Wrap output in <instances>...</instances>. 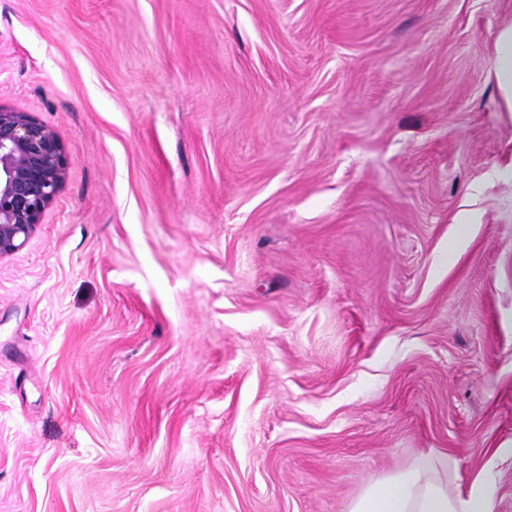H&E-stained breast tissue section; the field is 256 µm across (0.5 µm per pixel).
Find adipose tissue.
<instances>
[{"label":"adipose tissue","instance_id":"obj_1","mask_svg":"<svg viewBox=\"0 0 512 512\" xmlns=\"http://www.w3.org/2000/svg\"><path fill=\"white\" fill-rule=\"evenodd\" d=\"M448 457H423L410 467L369 485L349 512H496V502L481 486L467 495L448 491Z\"/></svg>","mask_w":512,"mask_h":512}]
</instances>
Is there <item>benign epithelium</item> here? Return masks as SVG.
I'll use <instances>...</instances> for the list:
<instances>
[{"label": "benign epithelium", "mask_w": 512, "mask_h": 512, "mask_svg": "<svg viewBox=\"0 0 512 512\" xmlns=\"http://www.w3.org/2000/svg\"><path fill=\"white\" fill-rule=\"evenodd\" d=\"M58 132L30 112L0 106V258L21 251L68 176Z\"/></svg>", "instance_id": "obj_1"}]
</instances>
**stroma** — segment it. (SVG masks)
I'll list each match as a JSON object with an SVG mask.
<instances>
[{
    "instance_id": "obj_1",
    "label": "stroma",
    "mask_w": 512,
    "mask_h": 512,
    "mask_svg": "<svg viewBox=\"0 0 512 512\" xmlns=\"http://www.w3.org/2000/svg\"><path fill=\"white\" fill-rule=\"evenodd\" d=\"M512 0H0L66 185L0 259V512H512ZM495 49L496 81L506 110L512 112V25L499 32ZM448 456L428 455L369 485L349 512H496V502L479 485L465 495L448 492Z\"/></svg>"
}]
</instances>
